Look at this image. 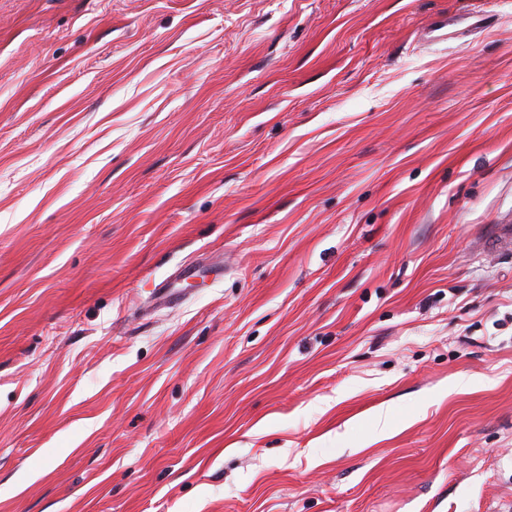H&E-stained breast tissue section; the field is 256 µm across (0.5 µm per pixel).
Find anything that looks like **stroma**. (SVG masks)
I'll return each mask as SVG.
<instances>
[{
	"mask_svg": "<svg viewBox=\"0 0 512 512\" xmlns=\"http://www.w3.org/2000/svg\"><path fill=\"white\" fill-rule=\"evenodd\" d=\"M506 226L512 0H0V512H503Z\"/></svg>",
	"mask_w": 512,
	"mask_h": 512,
	"instance_id": "stroma-1",
	"label": "stroma"
}]
</instances>
